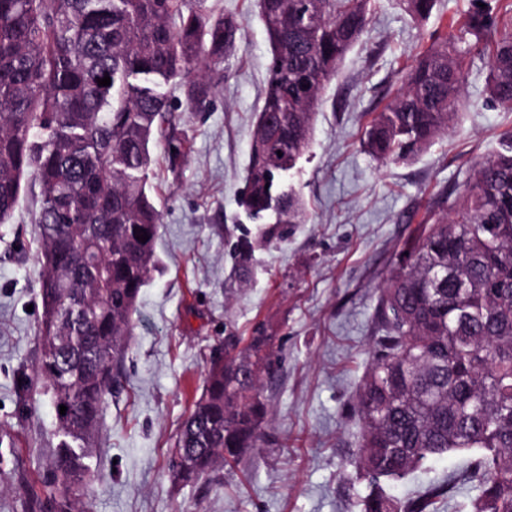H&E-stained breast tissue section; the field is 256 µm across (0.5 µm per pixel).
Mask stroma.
<instances>
[{
  "mask_svg": "<svg viewBox=\"0 0 512 512\" xmlns=\"http://www.w3.org/2000/svg\"><path fill=\"white\" fill-rule=\"evenodd\" d=\"M472 0H438L427 21L398 0H377L369 32L323 91L313 141L294 185L308 209L270 246L255 247L253 276H237L242 239L255 226L242 206L252 120L270 58L258 0H211L234 17L237 46L209 107L172 102L189 141L185 163H158L156 245L162 269L142 289L119 386L103 410L87 477L90 512H357L367 491L350 464L358 447L356 398L377 333L378 290L404 244L447 213L477 163L512 131V111L488 98L489 51L465 56L462 118L414 160L379 165L360 143L364 126L394 96L404 68L463 21ZM35 208L23 197L0 224V512H28L58 427L47 396L26 387L39 356ZM271 336L263 378L264 437L242 462L210 480L174 487L169 455L200 397L214 351H243L255 328ZM466 454L426 462L388 485L407 499L447 481Z\"/></svg>",
  "mask_w": 512,
  "mask_h": 512,
  "instance_id": "35a3bbf8",
  "label": "stroma"
}]
</instances>
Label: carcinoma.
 Wrapping results in <instances>:
<instances>
[{"label": "carcinoma", "mask_w": 512, "mask_h": 512, "mask_svg": "<svg viewBox=\"0 0 512 512\" xmlns=\"http://www.w3.org/2000/svg\"><path fill=\"white\" fill-rule=\"evenodd\" d=\"M399 2L417 21L436 6ZM479 2L453 40L436 38L404 72L365 132L374 159L405 162L458 123L462 59L499 23L500 0ZM375 5L259 0L270 61L245 204L266 242L281 224L306 223L284 175L308 150L324 87L367 33ZM237 33L207 0H0V224L25 192L36 193L43 317L33 379L63 436L39 509L87 512L83 460L95 451L140 292L158 269L151 145H163L172 167L189 150L167 88L205 108ZM106 75L110 85H98ZM488 93L512 110V33L492 44ZM373 318L380 336L357 399L355 468L369 484L360 512H435L445 488L461 484L476 488L471 512H512V133L452 212L400 253ZM270 347L258 330L245 351L210 360L171 452L175 481L194 484L258 446ZM450 452L470 457L448 486L403 503L381 490Z\"/></svg>", "instance_id": "carcinoma-1"}]
</instances>
